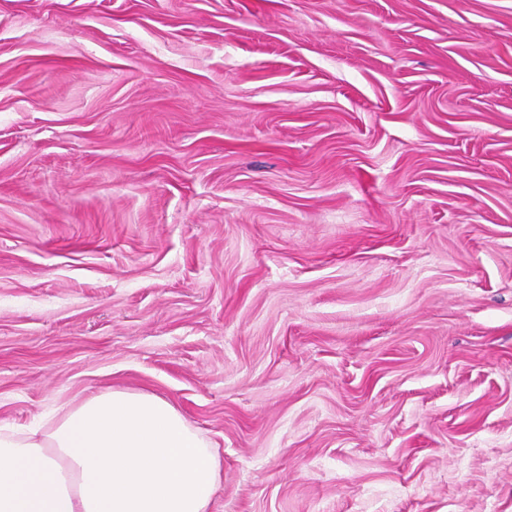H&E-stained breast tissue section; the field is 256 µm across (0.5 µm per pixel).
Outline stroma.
<instances>
[{
  "label": "stroma",
  "mask_w": 512,
  "mask_h": 512,
  "mask_svg": "<svg viewBox=\"0 0 512 512\" xmlns=\"http://www.w3.org/2000/svg\"><path fill=\"white\" fill-rule=\"evenodd\" d=\"M107 388L213 512H512V0H0V425Z\"/></svg>",
  "instance_id": "obj_1"
}]
</instances>
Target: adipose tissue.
<instances>
[{
	"label": "adipose tissue",
	"instance_id": "1",
	"mask_svg": "<svg viewBox=\"0 0 512 512\" xmlns=\"http://www.w3.org/2000/svg\"><path fill=\"white\" fill-rule=\"evenodd\" d=\"M220 461L170 401L110 389L0 427V512H212Z\"/></svg>",
	"mask_w": 512,
	"mask_h": 512
}]
</instances>
